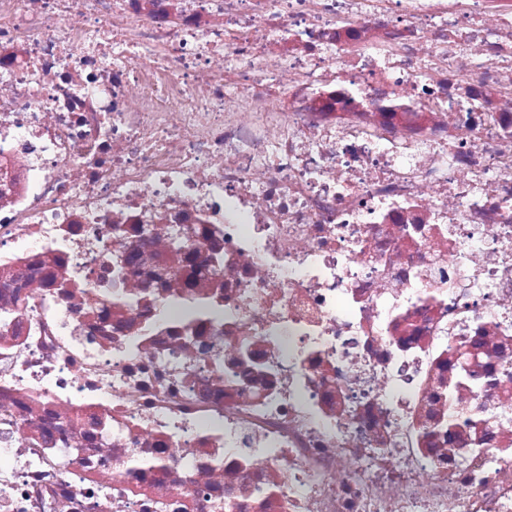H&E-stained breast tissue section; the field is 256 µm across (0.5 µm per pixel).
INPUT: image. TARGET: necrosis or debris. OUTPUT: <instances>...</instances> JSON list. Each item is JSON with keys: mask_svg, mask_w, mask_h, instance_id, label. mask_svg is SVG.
<instances>
[{"mask_svg": "<svg viewBox=\"0 0 512 512\" xmlns=\"http://www.w3.org/2000/svg\"><path fill=\"white\" fill-rule=\"evenodd\" d=\"M0 512H512V0H0Z\"/></svg>", "mask_w": 512, "mask_h": 512, "instance_id": "necrosis-or-debris-1", "label": "necrosis or debris"}]
</instances>
